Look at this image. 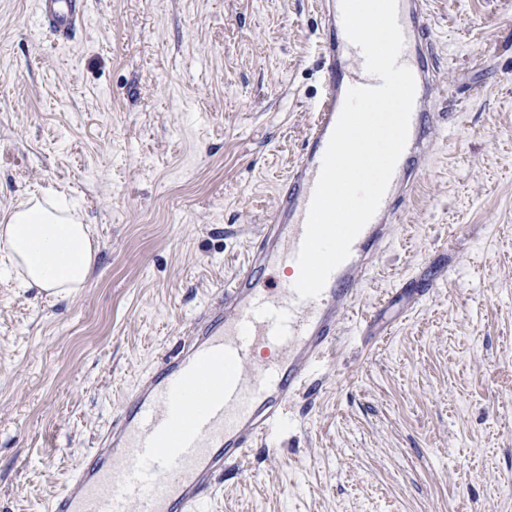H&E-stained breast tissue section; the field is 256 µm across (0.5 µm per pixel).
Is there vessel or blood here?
I'll list each match as a JSON object with an SVG mask.
<instances>
[{
	"label": "vessel or blood",
	"mask_w": 512,
	"mask_h": 512,
	"mask_svg": "<svg viewBox=\"0 0 512 512\" xmlns=\"http://www.w3.org/2000/svg\"><path fill=\"white\" fill-rule=\"evenodd\" d=\"M328 32L320 53L322 94L304 151L289 171L268 232L217 299L210 301L175 353L127 395L100 444L73 468L47 512H201L226 465L288 423L311 376L333 358L337 331L354 315L368 272L430 158L436 120L426 102L435 87L428 64L432 30L425 0H398L404 42L398 59L416 82L408 140L374 217L333 270L322 292L299 298L297 254L330 135L353 86H376L359 47L348 39L338 0H321ZM86 0H39L37 23L69 39ZM404 295L387 292L377 311L357 316L380 335V313Z\"/></svg>",
	"instance_id": "vessel-or-blood-1"
}]
</instances>
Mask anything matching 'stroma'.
Returning a JSON list of instances; mask_svg holds the SVG:
<instances>
[{"label": "stroma", "instance_id": "obj_1", "mask_svg": "<svg viewBox=\"0 0 512 512\" xmlns=\"http://www.w3.org/2000/svg\"><path fill=\"white\" fill-rule=\"evenodd\" d=\"M0 0V215L66 193L90 281L58 299L0 255V512H45L137 380L223 290L299 159L317 101L315 0H87L65 45ZM431 159L288 428L208 512H512V0H430ZM435 285H436V283L428 281V283H426L423 290H416L414 292H411V291L403 290L404 286L402 285V286H399L395 291L391 290V291L387 292V294L379 300L378 307H377V310L375 311L374 315H373L374 311H369V310L365 311L361 315H359L358 322H359V324H364V327H363L364 334L370 338L372 336H384L383 330L380 329V327H379L382 312L384 310L392 307L396 303L397 298L400 300L404 295H409V294H416L418 296L419 295L423 296V294L427 290H430V288H435Z\"/></svg>", "mask_w": 512, "mask_h": 512}]
</instances>
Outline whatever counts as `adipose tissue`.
<instances>
[{
	"mask_svg": "<svg viewBox=\"0 0 512 512\" xmlns=\"http://www.w3.org/2000/svg\"><path fill=\"white\" fill-rule=\"evenodd\" d=\"M0 248L13 257L21 284L68 296L92 276L96 250L91 229L65 198L30 195L0 218Z\"/></svg>",
	"mask_w": 512,
	"mask_h": 512,
	"instance_id": "1",
	"label": "adipose tissue"
}]
</instances>
